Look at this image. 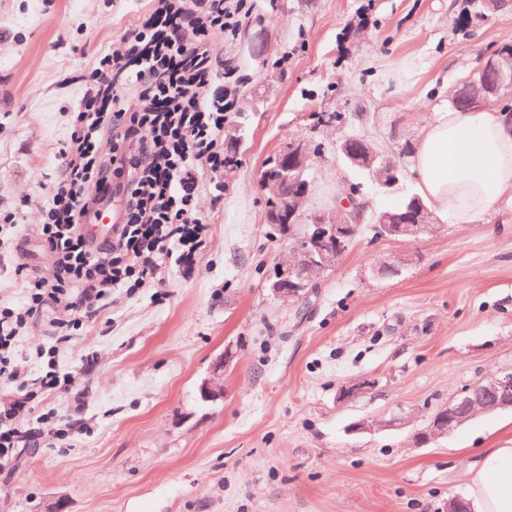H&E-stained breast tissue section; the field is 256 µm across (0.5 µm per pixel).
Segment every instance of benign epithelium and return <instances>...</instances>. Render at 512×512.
<instances>
[{"mask_svg": "<svg viewBox=\"0 0 512 512\" xmlns=\"http://www.w3.org/2000/svg\"><path fill=\"white\" fill-rule=\"evenodd\" d=\"M484 78L480 83V93L465 88L456 94L470 106L483 100L496 98L504 89L512 88V52L497 50L492 53L483 67ZM343 157L352 165L369 173L370 179L384 188H393L399 183L396 168L386 161H378L379 154L357 155L348 142L340 144ZM312 148L305 141L291 142L278 152V163L274 171L265 178V185L272 194L280 196L285 186L292 187L288 196V208L267 214L268 223L286 225V234L295 235L294 226L302 217L314 226L311 233H305L303 246L288 252V259L278 260L269 280L272 296L284 302H295L308 296L306 289L316 273H323L336 265L346 249L347 228L361 223V217L345 212L339 217L322 212L304 214L303 203L308 199L310 183L307 171L312 163ZM436 216L425 206L417 210L408 231L419 236L432 234L437 230ZM224 358H219L212 376L200 386L204 400H215L224 392ZM512 407V368L502 369L486 377L479 389L463 396L448 411V421L438 422L429 427L427 439L438 440L450 434L455 428L479 414L496 409Z\"/></svg>", "mask_w": 512, "mask_h": 512, "instance_id": "7a95c632", "label": "benign epithelium"}]
</instances>
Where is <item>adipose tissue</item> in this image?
Here are the masks:
<instances>
[{"label": "adipose tissue", "mask_w": 512, "mask_h": 512, "mask_svg": "<svg viewBox=\"0 0 512 512\" xmlns=\"http://www.w3.org/2000/svg\"><path fill=\"white\" fill-rule=\"evenodd\" d=\"M419 194L454 224H473L512 204V114L489 104L436 113L418 133ZM471 512H512V447L485 449L467 470Z\"/></svg>", "instance_id": "obj_1"}]
</instances>
